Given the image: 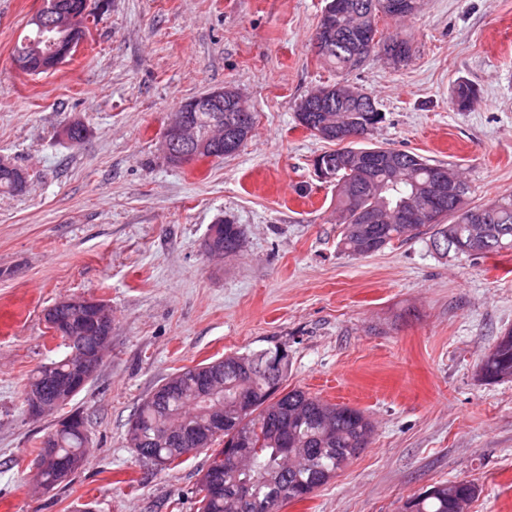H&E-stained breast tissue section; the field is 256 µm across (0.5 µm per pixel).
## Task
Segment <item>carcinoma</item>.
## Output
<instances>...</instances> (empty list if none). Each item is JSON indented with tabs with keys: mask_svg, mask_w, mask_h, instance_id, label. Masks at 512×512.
I'll list each match as a JSON object with an SVG mask.
<instances>
[{
	"mask_svg": "<svg viewBox=\"0 0 512 512\" xmlns=\"http://www.w3.org/2000/svg\"><path fill=\"white\" fill-rule=\"evenodd\" d=\"M62 8L83 14L84 23L96 22L97 11L85 5L87 0H61ZM341 16L336 18L339 38L333 48L322 54V59L341 71L357 68L354 59L359 36L354 25L366 30L377 29L380 0H339ZM43 33L32 26L29 35L21 39L12 52L13 61L31 58L38 60L37 49L43 47ZM477 96L470 81L461 79L454 87L451 103L456 109H467ZM63 135L71 142L82 141L87 134L79 120L67 123ZM391 162L378 168L372 179H360L347 169L341 149L326 151L323 156L333 164L336 182V215L340 224L339 246L354 256H369L397 241L404 242L422 232H431L430 246L441 256L451 253L471 254L474 239L484 235L491 249L482 252L488 256L504 249L512 250V195L494 199L485 204L471 205L466 195L468 186H462L454 198L437 205L427 199H417L425 220L418 224H357L354 209L394 208L398 202L414 194V187L428 181L437 170H443L451 179L459 176L448 165L421 155L381 146ZM21 168L0 166V194L22 191L18 185ZM482 212L485 222L474 224L470 214ZM224 254L239 252L242 230L228 221L223 222ZM65 356L41 366L29 378L24 390L42 384L43 376L51 372L58 377L72 378L70 355L74 346L63 342ZM253 359L255 370L247 377V385L239 383L242 365L230 356V362L218 359L186 368L166 379L159 388L174 382L176 386L165 399L151 394L143 400L127 423V447L141 459L161 468L176 463L183 455V445L168 444L159 438L165 427H180L186 433H198L204 425L218 416L223 420L222 433L206 438L202 448L224 441V447L210 455L203 474L199 493L200 512H279V498L302 501L325 485L353 457L365 448L373 434L369 419L359 410L348 406L329 404L300 388H288V371L275 373L268 367L266 350L247 355ZM213 375L212 397L200 400L189 385L196 377ZM479 377L486 383L512 380V330L501 336L479 364ZM248 392L249 408L241 411L237 403L240 391ZM87 435L73 425L57 433L55 454L60 467H49L37 472L36 479L53 488L62 484L83 462ZM289 448L308 454V466L282 465V449ZM227 449H244L253 457L250 471H241L224 462ZM251 484L252 503L235 498L238 484ZM477 486L469 480L440 484L410 500L412 512H462L460 504L470 505Z\"/></svg>",
	"mask_w": 512,
	"mask_h": 512,
	"instance_id": "1",
	"label": "carcinoma"
}]
</instances>
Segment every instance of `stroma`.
Returning a JSON list of instances; mask_svg holds the SVG:
<instances>
[{
  "instance_id": "obj_1",
  "label": "stroma",
  "mask_w": 512,
  "mask_h": 512,
  "mask_svg": "<svg viewBox=\"0 0 512 512\" xmlns=\"http://www.w3.org/2000/svg\"><path fill=\"white\" fill-rule=\"evenodd\" d=\"M40 0H0V157L26 188L0 196V512H198L209 450L166 470L125 443L136 407L171 375L276 346L289 387L363 411L370 444L310 498L281 512H404L431 486L471 480L469 512H512V381L476 379L512 328V251L435 254L428 235L358 257L341 250L327 150L297 122L300 100L343 81L384 119L369 143L458 170L467 200L512 195V0H420L378 29L411 44L344 75L316 54L325 0H105L74 56L39 75L12 49ZM477 88L465 111L458 79ZM231 85L256 118L234 155L169 164L170 115ZM73 119L82 142L61 134ZM228 220L243 249L211 259ZM112 310L93 379L59 411L29 418L23 388L65 348L45 321L61 298ZM88 454L62 484L34 491L40 443L73 412Z\"/></svg>"
}]
</instances>
